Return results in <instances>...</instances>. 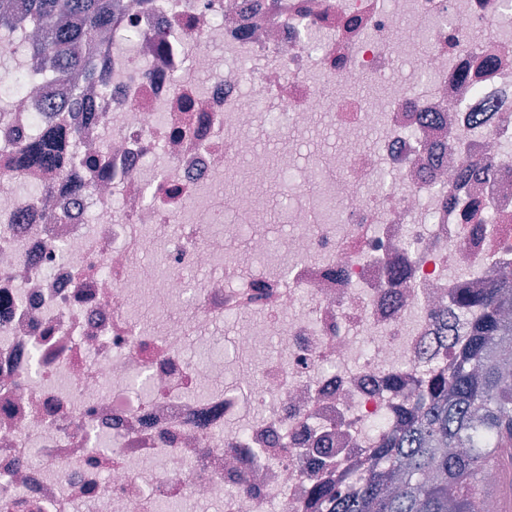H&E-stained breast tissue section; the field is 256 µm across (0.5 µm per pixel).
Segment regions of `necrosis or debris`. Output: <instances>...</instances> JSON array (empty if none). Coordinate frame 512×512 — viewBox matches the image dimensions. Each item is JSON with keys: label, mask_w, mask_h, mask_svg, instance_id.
<instances>
[{"label": "necrosis or debris", "mask_w": 512, "mask_h": 512, "mask_svg": "<svg viewBox=\"0 0 512 512\" xmlns=\"http://www.w3.org/2000/svg\"><path fill=\"white\" fill-rule=\"evenodd\" d=\"M31 40L0 32V512H308L369 471L451 297L512 277V0H112L76 92ZM49 126L73 162L16 168ZM272 163L278 247L223 190ZM228 320L231 359L187 355ZM303 151L310 152L319 149H329L337 146L336 132L327 127H318L302 134ZM286 177L271 171L268 177L253 174L246 165L240 170L238 177L234 180L224 182V192H232L242 189L246 184L255 182L264 184L267 194L270 197L273 208H281L285 204L284 183Z\"/></svg>", "instance_id": "necrosis-or-debris-1"}]
</instances>
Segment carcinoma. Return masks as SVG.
<instances>
[{"label": "carcinoma", "mask_w": 512, "mask_h": 512, "mask_svg": "<svg viewBox=\"0 0 512 512\" xmlns=\"http://www.w3.org/2000/svg\"><path fill=\"white\" fill-rule=\"evenodd\" d=\"M18 24L41 32L33 56L55 67L66 82L92 73L84 54L112 27L110 0H15L0 5V28ZM72 135L55 127L23 144L17 164L59 167ZM512 280H492L480 294L458 292L448 315L466 329L448 369L426 381L401 411L400 430L374 449L376 469L342 484L318 480L309 490L312 512H486L484 484L494 470L505 482L501 459L512 458Z\"/></svg>", "instance_id": "obj_1"}]
</instances>
